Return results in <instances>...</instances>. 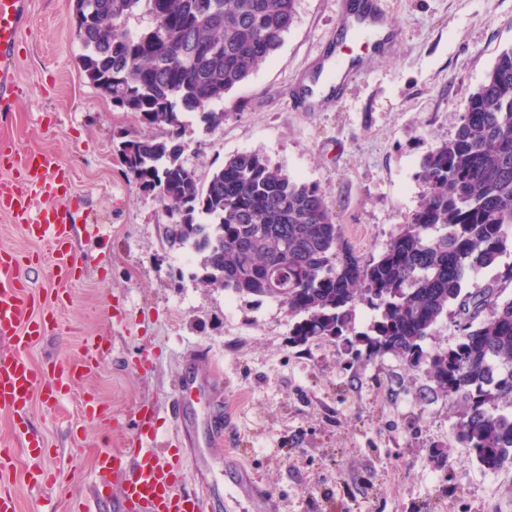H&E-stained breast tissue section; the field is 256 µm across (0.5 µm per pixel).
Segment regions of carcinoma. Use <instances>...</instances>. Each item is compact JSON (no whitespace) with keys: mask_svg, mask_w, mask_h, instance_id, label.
<instances>
[{"mask_svg":"<svg viewBox=\"0 0 512 512\" xmlns=\"http://www.w3.org/2000/svg\"><path fill=\"white\" fill-rule=\"evenodd\" d=\"M85 80L112 105L164 140L119 142L123 165L168 213L181 212L178 246L213 266L202 282L238 295L273 298L300 317L288 342H341L373 365L388 356L422 371L428 388L459 397L455 423L468 458L496 471L512 465V265L500 284L464 290L472 272L494 265L512 226V47L464 104L453 138L435 144L419 174L420 205L377 258L343 250L319 185L292 179L255 153H237L207 179L181 160L184 111L218 126L207 107L244 82L280 46L296 0H72ZM143 9L150 27L122 21ZM236 192L224 193L226 180ZM380 312L355 332L356 308ZM451 317L459 342L426 352ZM360 343L362 348L355 347Z\"/></svg>","mask_w":512,"mask_h":512,"instance_id":"obj_1","label":"carcinoma"}]
</instances>
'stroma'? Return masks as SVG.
Returning <instances> with one entry per match:
<instances>
[{
    "instance_id": "1",
    "label": "stroma",
    "mask_w": 512,
    "mask_h": 512,
    "mask_svg": "<svg viewBox=\"0 0 512 512\" xmlns=\"http://www.w3.org/2000/svg\"><path fill=\"white\" fill-rule=\"evenodd\" d=\"M401 36L391 53L352 42L365 73L337 102L315 112L292 104L296 83L332 51L342 0H297L280 47L215 111L221 125L185 117L184 163L200 176L225 158L257 152L291 177L319 184L361 258L380 254L422 200L420 164L451 138L467 98L512 47V0H384ZM70 0H32V21L15 61L22 90L0 111V140L21 152L57 155L72 172L77 269L54 277L50 243L0 214V250L13 252L31 291L56 311L52 331L28 352L36 367L103 347L95 368L57 404L36 399L29 423L43 437L41 464L56 484L34 486L24 425L0 412L5 479L18 512H114L113 488H98V457L132 438L141 406L156 411L159 441L194 427L200 457H188L186 488L209 485L220 512H512V466L483 470L455 435L461 404L430 393L399 359L381 368L352 362L328 341L289 344L292 320L276 300L230 297L204 286L199 259L164 234L158 192L127 174L125 137L162 139L85 80ZM380 372V383L370 380ZM214 392L177 405L184 375ZM100 413L80 410L85 395ZM454 462L437 470L433 447Z\"/></svg>"
}]
</instances>
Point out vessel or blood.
<instances>
[{
  "mask_svg": "<svg viewBox=\"0 0 512 512\" xmlns=\"http://www.w3.org/2000/svg\"><path fill=\"white\" fill-rule=\"evenodd\" d=\"M378 0H358L342 17L343 34L371 35L385 22ZM29 0H0V110L10 105L18 89L14 60L21 32L28 18ZM0 165L8 167V177L0 179V213L26 223L36 238L49 240L55 250V276L68 279L74 265L71 232L74 211L68 191L71 171L56 156L37 152L17 155L0 152ZM17 260L0 257V340L8 349L0 350V411L27 419L36 395L56 400L94 368L100 348H85L80 358L56 364L54 375L34 367L27 357L31 345L49 326L46 315H34L33 301L16 276ZM152 418L142 407L134 438L122 453L99 457L100 477L122 471L119 502L122 512H201L207 496L189 494L183 487L184 449L161 447L147 426Z\"/></svg>",
  "mask_w": 512,
  "mask_h": 512,
  "instance_id": "1",
  "label": "vessel or blood"
}]
</instances>
